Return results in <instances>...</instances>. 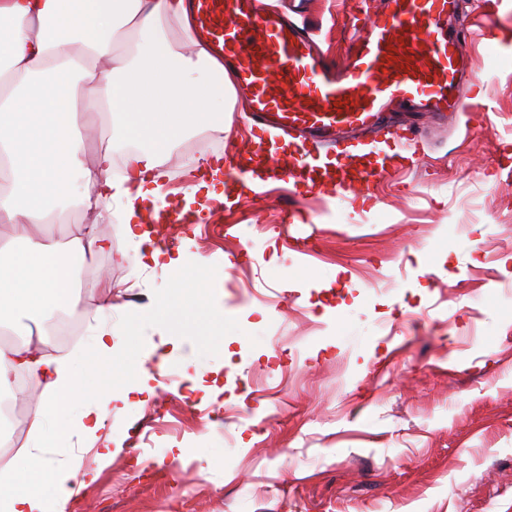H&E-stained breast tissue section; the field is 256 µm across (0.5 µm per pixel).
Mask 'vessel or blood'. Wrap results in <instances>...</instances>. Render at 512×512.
Wrapping results in <instances>:
<instances>
[{
    "mask_svg": "<svg viewBox=\"0 0 512 512\" xmlns=\"http://www.w3.org/2000/svg\"><path fill=\"white\" fill-rule=\"evenodd\" d=\"M196 27L223 57L235 86L248 94L246 123L253 162L225 148L223 172L238 195L256 196L261 181L291 187L318 182L308 141L336 148V189L366 194L387 179L389 157L361 167L357 150L383 126L396 124L407 145L427 124L476 107L464 75L474 65L466 31L451 26L458 0H379L353 27L345 65H335L307 31L265 0H188ZM296 133L287 160L271 130Z\"/></svg>",
    "mask_w": 512,
    "mask_h": 512,
    "instance_id": "1",
    "label": "vessel or blood"
}]
</instances>
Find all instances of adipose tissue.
I'll return each mask as SVG.
<instances>
[{
  "label": "adipose tissue",
  "instance_id": "obj_1",
  "mask_svg": "<svg viewBox=\"0 0 512 512\" xmlns=\"http://www.w3.org/2000/svg\"><path fill=\"white\" fill-rule=\"evenodd\" d=\"M124 37L133 45L122 51ZM0 63L13 78L0 96V164L25 197L21 204L0 198V224L16 230L0 237V329L15 333L28 320L78 306L71 270L45 233L54 213L74 203L93 216L119 205L139 263L167 279L164 296L129 310L119 327L107 323L112 301L104 299L92 312L98 325L86 348L69 360L36 354L26 341L0 346V392L10 391L16 371L41 390L30 445L0 461L8 474L0 482V512H65L83 484L73 462L47 457L62 444L61 423L97 439L109 403H128L148 374L118 337L158 322L172 298L213 293L214 272L153 246L138 220L143 202L158 197L160 169L186 131L228 132L224 98L232 83L196 36L185 0H0ZM79 88L90 107L111 114L121 141L139 142L123 175H114L108 149L87 166L85 122L74 101ZM96 365L111 372L112 387L106 402L86 407L80 370Z\"/></svg>",
  "mask_w": 512,
  "mask_h": 512
}]
</instances>
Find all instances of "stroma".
Masks as SVG:
<instances>
[{"label": "stroma", "instance_id": "obj_1", "mask_svg": "<svg viewBox=\"0 0 512 512\" xmlns=\"http://www.w3.org/2000/svg\"><path fill=\"white\" fill-rule=\"evenodd\" d=\"M368 0H272L336 61ZM466 49L486 84L469 116L431 133L368 203L301 190L310 223L282 224V191L226 196L223 233L181 235L184 256L227 267L210 320L125 337L163 346L145 402L114 404L100 465L82 436L49 449L97 472L67 512H512V0H464ZM112 320L152 306L160 270L138 263L104 213ZM315 234L313 253L287 235ZM166 414L135 438L162 392Z\"/></svg>", "mask_w": 512, "mask_h": 512}]
</instances>
